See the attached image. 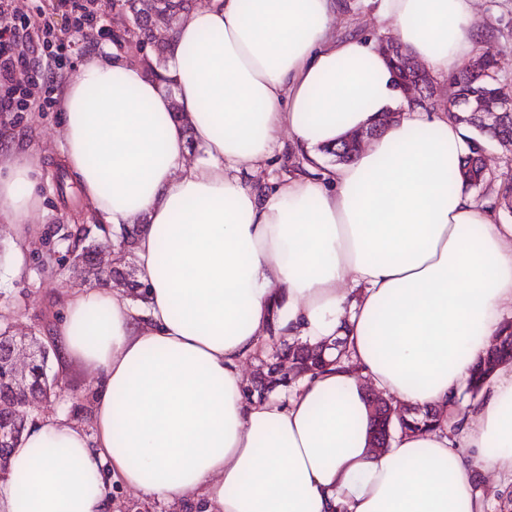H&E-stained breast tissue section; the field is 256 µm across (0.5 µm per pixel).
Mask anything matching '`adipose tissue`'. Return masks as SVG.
I'll use <instances>...</instances> for the list:
<instances>
[{
  "label": "adipose tissue",
  "mask_w": 512,
  "mask_h": 512,
  "mask_svg": "<svg viewBox=\"0 0 512 512\" xmlns=\"http://www.w3.org/2000/svg\"><path fill=\"white\" fill-rule=\"evenodd\" d=\"M345 6L202 0L171 28L161 76L93 53L61 83L64 163L102 224L143 220L148 290L141 304L121 288L67 297L57 368L98 373L94 431L62 414L29 424L0 512H111L112 479L190 512H484L469 460L512 478V364L456 411L512 320V225L448 187L463 128L405 102L373 38L337 34ZM378 15L442 77L480 31L473 0H380ZM399 103L353 162L322 168V146ZM287 144L301 171L247 186ZM36 170L32 153L0 150V216L39 209ZM272 327L346 337L349 367L246 400L243 365ZM371 388L438 408L439 426L375 453ZM485 354H486V352H485ZM485 354L478 361L476 368L474 370V373H473L472 377L470 378L469 383L467 385V389H466L465 393L470 394V396L465 395L464 398L462 399V401L459 403V410L462 412L467 410L469 405H472L474 402H476L478 400V398L480 396L479 394L483 390L484 386L488 383V381L490 380V377L492 375L491 372L486 370ZM472 399H475V400H472Z\"/></svg>",
  "instance_id": "ef3b65f1"
}]
</instances>
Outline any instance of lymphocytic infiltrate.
I'll return each mask as SVG.
<instances>
[{
  "label": "lymphocytic infiltrate",
  "mask_w": 512,
  "mask_h": 512,
  "mask_svg": "<svg viewBox=\"0 0 512 512\" xmlns=\"http://www.w3.org/2000/svg\"><path fill=\"white\" fill-rule=\"evenodd\" d=\"M109 0H50L48 7L23 11L17 0H0V114L27 111L36 92L48 84L39 69V55L64 63L66 46L56 27L57 16L71 18L77 29H91L102 20Z\"/></svg>",
  "instance_id": "1"
}]
</instances>
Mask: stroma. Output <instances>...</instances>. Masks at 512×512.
<instances>
[{
  "label": "stroma",
  "instance_id": "obj_1",
  "mask_svg": "<svg viewBox=\"0 0 512 512\" xmlns=\"http://www.w3.org/2000/svg\"><path fill=\"white\" fill-rule=\"evenodd\" d=\"M348 2L349 10L336 22L339 33L375 38L390 34V27L378 16L375 0ZM477 13L487 32L479 50L496 57L500 79L512 84V0H478ZM128 24L126 15L111 12L105 18L104 32L88 30L76 38L68 28L67 18H59L58 27L70 44L67 59L61 65L50 57L40 61L51 79V92H58L62 81L77 71L88 53L111 50L113 32ZM58 112L54 105L0 116V143L33 150L40 157L37 189L43 199L41 210L25 227L0 217V316H7L14 332H35L45 344L50 341L52 326L61 318L66 296L80 286L67 266L47 258L54 247L52 229L57 224L89 221L94 216L92 205L77 188H68L63 196L55 189L62 153ZM97 382L96 374L89 371L59 377L55 395L34 403L30 412L36 418L63 413L84 428H91V396ZM473 473L482 484L479 496L485 512H512V486H506L502 476L483 464H474ZM107 492L112 499V512H178L177 506L152 500L116 481Z\"/></svg>",
  "mask_w": 512,
  "mask_h": 512
}]
</instances>
